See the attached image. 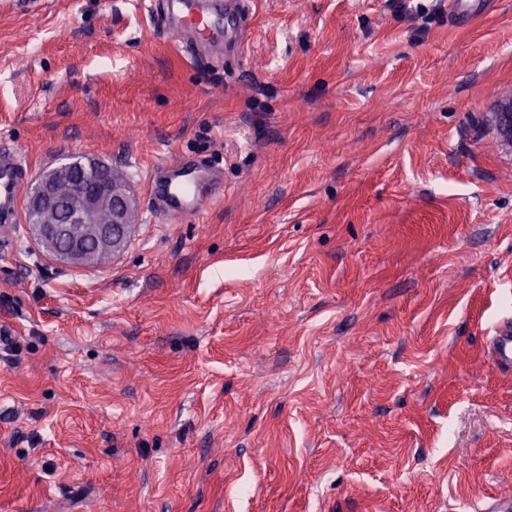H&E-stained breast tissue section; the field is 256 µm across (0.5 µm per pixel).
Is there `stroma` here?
<instances>
[{"label":"stroma","instance_id":"35a3bbf8","mask_svg":"<svg viewBox=\"0 0 512 512\" xmlns=\"http://www.w3.org/2000/svg\"><path fill=\"white\" fill-rule=\"evenodd\" d=\"M255 0L219 69L131 0L0 6V136L134 196L124 251L0 227V512H484L512 496V0ZM205 156L203 217L146 176ZM492 4V0H448L450 22L467 23L482 17ZM224 176L215 164L202 157L163 160L153 165L147 181L150 208L169 223L199 217ZM489 354L492 362L498 367L512 369V323L503 322L489 336Z\"/></svg>","mask_w":512,"mask_h":512}]
</instances>
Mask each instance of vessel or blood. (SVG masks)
Listing matches in <instances>:
<instances>
[{
  "mask_svg": "<svg viewBox=\"0 0 512 512\" xmlns=\"http://www.w3.org/2000/svg\"><path fill=\"white\" fill-rule=\"evenodd\" d=\"M492 0H448L451 23L482 17ZM251 0H136V9L168 32L178 35L181 48L192 54L206 48L242 46L248 30ZM28 165L20 152L0 141V223H19L21 191ZM224 186L215 164L202 157L163 160L153 165L147 181L150 208L168 222L200 216ZM489 354L499 367L512 369V323L503 322L489 338Z\"/></svg>",
  "mask_w": 512,
  "mask_h": 512,
  "instance_id": "obj_1",
  "label": "vessel or blood"
}]
</instances>
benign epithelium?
I'll list each match as a JSON object with an SVG mask.
<instances>
[{
  "instance_id": "benign-epithelium-1",
  "label": "benign epithelium",
  "mask_w": 512,
  "mask_h": 512,
  "mask_svg": "<svg viewBox=\"0 0 512 512\" xmlns=\"http://www.w3.org/2000/svg\"><path fill=\"white\" fill-rule=\"evenodd\" d=\"M27 210L41 246L76 267L96 265L120 253L135 223V204L112 169L75 157L42 174L31 188Z\"/></svg>"
}]
</instances>
